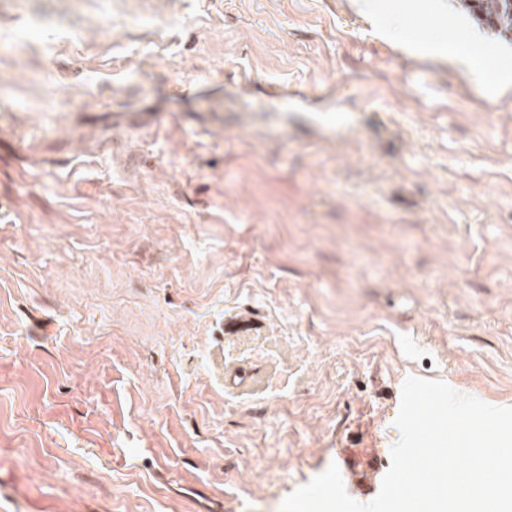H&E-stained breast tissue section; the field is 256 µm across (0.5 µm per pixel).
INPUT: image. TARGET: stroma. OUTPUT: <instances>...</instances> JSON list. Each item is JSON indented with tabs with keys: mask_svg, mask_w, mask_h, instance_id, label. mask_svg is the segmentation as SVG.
I'll list each match as a JSON object with an SVG mask.
<instances>
[{
	"mask_svg": "<svg viewBox=\"0 0 512 512\" xmlns=\"http://www.w3.org/2000/svg\"><path fill=\"white\" fill-rule=\"evenodd\" d=\"M447 2L0 0V512L367 503L407 377L512 406V41Z\"/></svg>",
	"mask_w": 512,
	"mask_h": 512,
	"instance_id": "35a3bbf8",
	"label": "stroma"
}]
</instances>
